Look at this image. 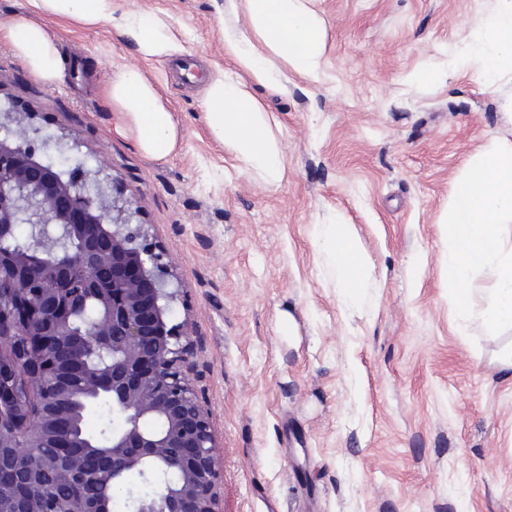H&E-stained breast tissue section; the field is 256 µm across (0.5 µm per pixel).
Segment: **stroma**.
I'll return each instance as SVG.
<instances>
[{
	"instance_id": "obj_1",
	"label": "stroma",
	"mask_w": 512,
	"mask_h": 512,
	"mask_svg": "<svg viewBox=\"0 0 512 512\" xmlns=\"http://www.w3.org/2000/svg\"><path fill=\"white\" fill-rule=\"evenodd\" d=\"M221 2L113 0L175 36L159 60L111 23L49 21L68 60L53 83L0 37V106L26 113L63 175L102 169L138 205L180 290L170 322L220 453L222 512H512V329L460 321L441 265L458 177L487 141L512 146V74L490 86L458 63L498 0H314L318 76L285 65L281 91L253 89L283 150L275 186L206 126L205 82L231 66ZM124 65L179 125L166 159L115 131L105 87ZM337 215L373 265L351 313L315 241Z\"/></svg>"
}]
</instances>
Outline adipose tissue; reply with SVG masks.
<instances>
[{
    "instance_id": "adipose-tissue-1",
    "label": "adipose tissue",
    "mask_w": 512,
    "mask_h": 512,
    "mask_svg": "<svg viewBox=\"0 0 512 512\" xmlns=\"http://www.w3.org/2000/svg\"><path fill=\"white\" fill-rule=\"evenodd\" d=\"M39 20H20L4 32L15 52L40 80L52 83L66 60L44 18L69 20L86 26L113 21L131 37L146 59L177 51L175 37L158 19L134 13L114 15L112 0H29ZM222 27L224 56L235 69L210 77L203 108L212 136L234 155L242 167L265 184L283 176L281 145L268 113L253 94V86L279 90L280 64H289L300 76L315 77L324 51L325 22L308 0H224ZM487 82L512 69V7L488 13L469 55ZM110 103L119 113L116 130L133 134L148 157L164 159L174 153L180 138L177 122L155 85L136 68L115 73L108 85ZM316 240L333 261V270L345 306H353L370 270L352 225L340 217L318 225Z\"/></svg>"
}]
</instances>
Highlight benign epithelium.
<instances>
[{
	"label": "benign epithelium",
	"mask_w": 512,
	"mask_h": 512,
	"mask_svg": "<svg viewBox=\"0 0 512 512\" xmlns=\"http://www.w3.org/2000/svg\"><path fill=\"white\" fill-rule=\"evenodd\" d=\"M136 214L100 173L65 180L0 137V448L22 440L28 456L0 464V512H109L110 485L168 465L179 482L131 512H220L217 446L167 319L177 289ZM78 387L82 410L108 399L121 417L112 452L75 432ZM60 482L83 496L56 497Z\"/></svg>",
	"instance_id": "obj_1"
}]
</instances>
